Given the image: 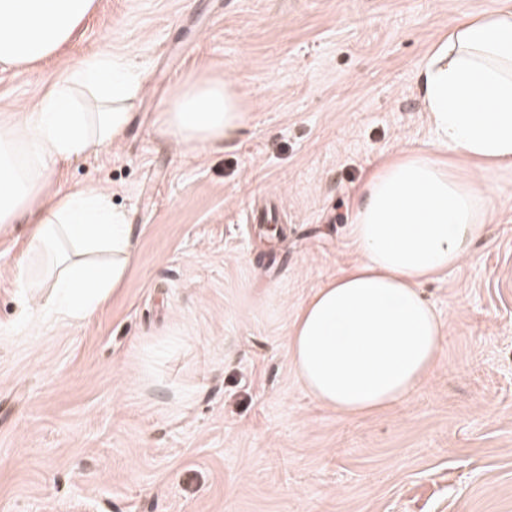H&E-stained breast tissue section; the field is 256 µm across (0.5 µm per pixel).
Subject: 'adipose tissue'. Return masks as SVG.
<instances>
[{"instance_id": "adipose-tissue-1", "label": "adipose tissue", "mask_w": 512, "mask_h": 512, "mask_svg": "<svg viewBox=\"0 0 512 512\" xmlns=\"http://www.w3.org/2000/svg\"><path fill=\"white\" fill-rule=\"evenodd\" d=\"M95 0H0V64L30 66L62 49ZM416 84L440 149L474 164L463 175L438 155L405 149L383 161L355 207L361 259L301 304L288 358L313 401L346 416L402 403L437 365L445 325L418 287L470 254L503 205L493 178L512 172V0L461 13L429 50ZM143 81L129 53L102 50L17 112L0 116V224L26 223L27 258L51 266L36 318L91 316L133 259L132 228L102 187L52 193L61 164L118 147ZM246 122L231 82L202 72L168 98L160 131L182 153L231 148Z\"/></svg>"}]
</instances>
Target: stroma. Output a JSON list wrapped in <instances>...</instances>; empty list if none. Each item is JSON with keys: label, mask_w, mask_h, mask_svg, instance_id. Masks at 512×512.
Returning <instances> with one entry per match:
<instances>
[{"label": "stroma", "mask_w": 512, "mask_h": 512, "mask_svg": "<svg viewBox=\"0 0 512 512\" xmlns=\"http://www.w3.org/2000/svg\"><path fill=\"white\" fill-rule=\"evenodd\" d=\"M489 4L96 0L57 57L0 65L1 115L101 48L145 85L122 144L55 176L107 187L132 226L108 300L30 326L26 227L0 230V512H512V174L469 258L420 287L446 333L408 400L341 415L286 353L299 305L357 259L368 174L438 150L417 69ZM201 70L248 115L232 148L184 155L159 114Z\"/></svg>", "instance_id": "35a3bbf8"}]
</instances>
